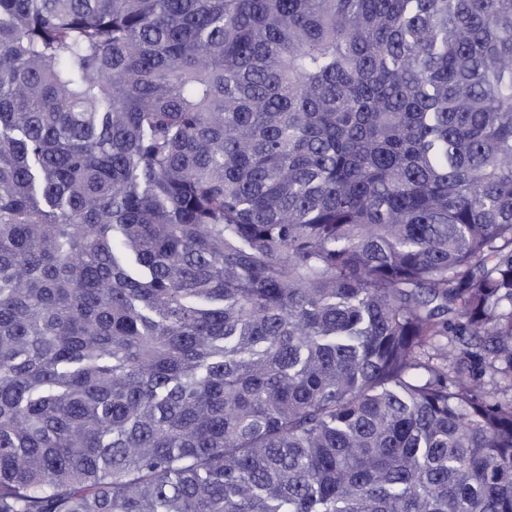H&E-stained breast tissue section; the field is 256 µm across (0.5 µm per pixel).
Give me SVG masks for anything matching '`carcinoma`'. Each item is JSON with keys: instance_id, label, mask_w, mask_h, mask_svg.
<instances>
[{"instance_id": "obj_1", "label": "carcinoma", "mask_w": 512, "mask_h": 512, "mask_svg": "<svg viewBox=\"0 0 512 512\" xmlns=\"http://www.w3.org/2000/svg\"><path fill=\"white\" fill-rule=\"evenodd\" d=\"M512 0H0V512H512Z\"/></svg>"}]
</instances>
